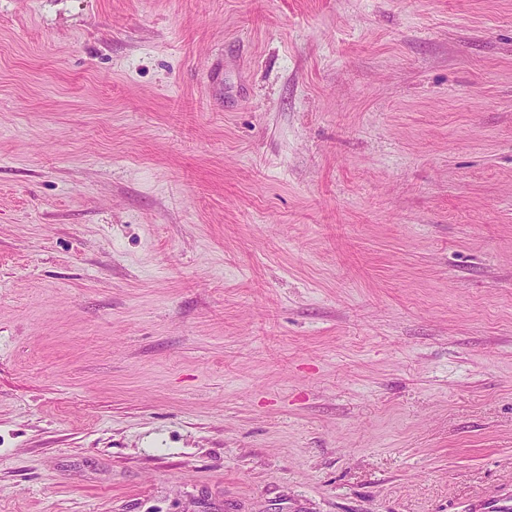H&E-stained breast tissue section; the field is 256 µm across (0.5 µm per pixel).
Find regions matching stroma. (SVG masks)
<instances>
[{"mask_svg":"<svg viewBox=\"0 0 512 512\" xmlns=\"http://www.w3.org/2000/svg\"><path fill=\"white\" fill-rule=\"evenodd\" d=\"M499 487L512 0H0V512Z\"/></svg>","mask_w":512,"mask_h":512,"instance_id":"stroma-1","label":"stroma"}]
</instances>
